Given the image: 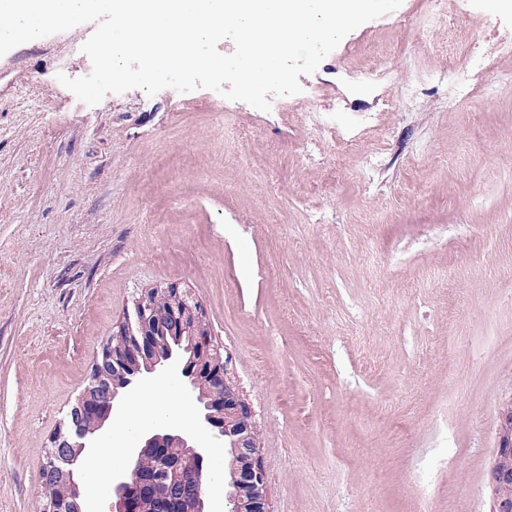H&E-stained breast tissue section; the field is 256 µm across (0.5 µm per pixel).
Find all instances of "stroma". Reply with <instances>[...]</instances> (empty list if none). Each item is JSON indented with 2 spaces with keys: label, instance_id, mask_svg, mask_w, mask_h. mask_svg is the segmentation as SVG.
<instances>
[{
  "label": "stroma",
  "instance_id": "stroma-1",
  "mask_svg": "<svg viewBox=\"0 0 512 512\" xmlns=\"http://www.w3.org/2000/svg\"><path fill=\"white\" fill-rule=\"evenodd\" d=\"M94 29L0 56V512H38L51 433L163 283L231 360L270 512H489L512 395V9L402 0L266 112L207 89L87 105L57 76L90 73ZM472 51L491 90L423 81ZM336 97L346 153L313 126Z\"/></svg>",
  "mask_w": 512,
  "mask_h": 512
}]
</instances>
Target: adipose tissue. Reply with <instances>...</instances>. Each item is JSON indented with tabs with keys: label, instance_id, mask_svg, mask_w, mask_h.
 Returning <instances> with one entry per match:
<instances>
[{
	"label": "adipose tissue",
	"instance_id": "1",
	"mask_svg": "<svg viewBox=\"0 0 512 512\" xmlns=\"http://www.w3.org/2000/svg\"><path fill=\"white\" fill-rule=\"evenodd\" d=\"M190 414L187 408L177 401L158 402L149 394H136L128 398L122 406L111 437L106 445L111 448V455L95 460L89 467V480L92 495H100L104 487L98 475L121 460L125 448L141 430L151 429L164 424H189Z\"/></svg>",
	"mask_w": 512,
	"mask_h": 512
}]
</instances>
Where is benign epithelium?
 <instances>
[{
  "mask_svg": "<svg viewBox=\"0 0 512 512\" xmlns=\"http://www.w3.org/2000/svg\"><path fill=\"white\" fill-rule=\"evenodd\" d=\"M166 368L179 372L196 395L203 427L224 436L228 512H269L252 410L230 377L205 309L177 283L142 291L115 326L86 386L49 438L37 512H85L75 480L82 455L110 418L119 391ZM206 454L184 434L146 436L112 486V512H206ZM487 487L489 512H512V397L501 410Z\"/></svg>",
  "mask_w": 512,
  "mask_h": 512,
  "instance_id": "1",
  "label": "benign epithelium"
}]
</instances>
